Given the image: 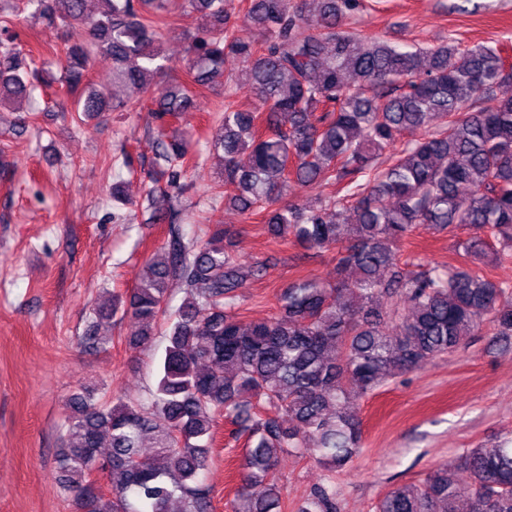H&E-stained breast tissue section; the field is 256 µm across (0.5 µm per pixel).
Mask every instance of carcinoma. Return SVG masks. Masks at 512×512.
I'll return each mask as SVG.
<instances>
[{
	"label": "carcinoma",
	"mask_w": 512,
	"mask_h": 512,
	"mask_svg": "<svg viewBox=\"0 0 512 512\" xmlns=\"http://www.w3.org/2000/svg\"><path fill=\"white\" fill-rule=\"evenodd\" d=\"M88 2L15 0L16 20L0 23L1 104L32 98L40 80L15 30L32 20L76 35L61 49L63 81L84 117L134 110L86 82L97 54L112 59V81L155 86L168 69L157 31L166 0H98L95 12ZM182 6L210 25L189 39V82L174 79L153 97L150 137L163 162L146 191L153 217L174 223L173 192L192 144L170 127L197 108L191 86L212 88L230 63H242L261 106L224 103L209 139L224 158L218 194L307 253L336 251V282L294 281L275 316L247 326L237 313L241 289L262 266L238 263L223 227L205 240L172 231L148 259L147 280L93 309L97 323H137L127 333L133 345L151 342L163 324L166 345L149 401L104 400L90 389L71 397L56 470L77 512H171L176 499L182 512H211L203 475L221 416L248 434L241 512H283L274 472L281 449L334 470L357 460L353 390L373 392L454 352L486 321L499 336L512 333V290L480 271L407 273L394 263V247L420 225L470 229L464 256L472 261L512 259V96L497 93L512 78L503 47L453 37L429 49L366 41L345 29L356 0H318L313 12L306 0H248L240 25L227 0ZM407 131L421 135L399 143ZM317 182L335 194L278 205L292 185ZM171 282L185 293L176 308L167 300ZM95 467L106 481L101 493L92 487ZM451 467L470 483V512H512L509 442L433 467L389 491L374 512H456ZM299 512H336L333 494L315 488Z\"/></svg>",
	"instance_id": "1"
}]
</instances>
